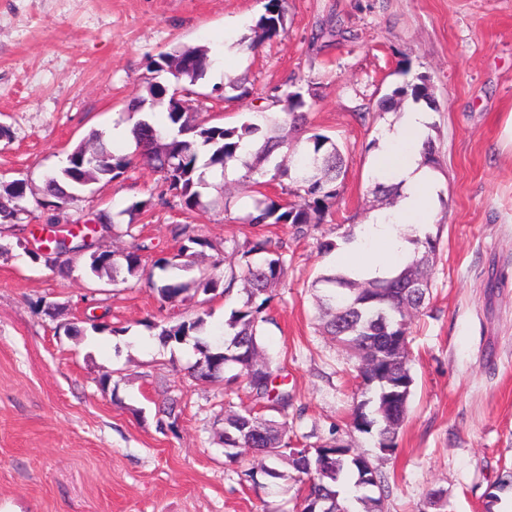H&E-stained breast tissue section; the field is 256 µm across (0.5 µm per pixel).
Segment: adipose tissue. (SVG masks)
Returning a JSON list of instances; mask_svg holds the SVG:
<instances>
[{
	"label": "adipose tissue",
	"mask_w": 512,
	"mask_h": 512,
	"mask_svg": "<svg viewBox=\"0 0 512 512\" xmlns=\"http://www.w3.org/2000/svg\"><path fill=\"white\" fill-rule=\"evenodd\" d=\"M427 114L412 103L399 124L378 141L376 166L388 171L403 190L396 205L372 215L336 256L338 265L362 276L382 277L408 260L413 239L423 237L436 211L432 168L422 154Z\"/></svg>",
	"instance_id": "obj_1"
}]
</instances>
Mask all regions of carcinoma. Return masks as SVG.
<instances>
[{
	"instance_id": "1",
	"label": "carcinoma",
	"mask_w": 512,
	"mask_h": 512,
	"mask_svg": "<svg viewBox=\"0 0 512 512\" xmlns=\"http://www.w3.org/2000/svg\"><path fill=\"white\" fill-rule=\"evenodd\" d=\"M284 0H267L265 12L257 22L259 34L240 40L243 50L252 52L264 39H272L284 31ZM212 60L205 49L176 50L160 55L154 62L155 70L169 71L176 79H187L195 84L210 68ZM249 95L244 82L227 78L224 99L239 100ZM412 97L436 109L428 77L420 75L392 91L390 98L400 100ZM286 102L284 115L256 113L261 122H245L238 127L205 126L198 113L187 107L166 109V121L142 120L132 129L137 157L159 174L161 191L159 201L175 202L187 210L201 206V177L197 174L198 146L210 147L208 165L224 172H240L239 179L254 185L265 179L289 180L285 190L299 198L297 202L282 204L270 197L257 199L254 212L244 221L249 224H290L295 235L304 234L306 227L321 224L331 207L341 199L343 156L339 146L329 137L314 134L305 139V146L295 152L293 166L285 167L274 161L278 149L288 146L279 128L288 126L300 132L307 122L306 113L299 111L305 105L303 94L296 90L284 92L276 101ZM98 147L90 152L83 145L72 151L73 161L60 172L44 179L41 197L35 200L46 211H60L76 197V190L92 182L122 176L134 160L114 153L102 136L92 133ZM244 141H258L260 145L245 153L240 152ZM28 182L16 179L8 184L0 196V227L16 226L20 215L28 212ZM83 226L71 242L47 238L42 244L51 248V255L28 253L34 262L53 268H72L76 256L86 258V268L93 277L112 284H128L146 280L157 291L163 302L180 300L197 307L195 313L177 321L148 327L158 330L161 343H182L189 338L196 341L199 361L189 375L193 378L221 380L226 370L233 369L232 379L242 380L255 404L274 410L283 421L264 419L254 408L228 410L224 413L222 440L225 456L237 461L239 448H251L265 460L260 467H251L245 476L257 486L263 482L293 481L306 490L304 512H381V497L372 495L373 489L385 492V476L361 453L334 441L310 447L309 454H293L295 447L288 436V418L297 419L304 408L295 404L293 394L277 383L280 362L275 356L260 357L259 348L263 325L271 322L267 314L273 291L281 283L288 266L289 247L284 240L255 238L239 240L236 236L214 242L200 233L196 224H172L169 232L179 244L177 253L161 257L154 267L166 273L171 268L195 270L197 274L187 281L176 282L167 277L154 280V273L142 266V252L149 245L141 241L128 224L125 235L134 240L132 246L116 254L96 246L89 249L85 237L96 235L87 223L77 219L70 226ZM416 259L389 277L365 280L363 289L343 271L323 274L316 283L323 286V306L330 316L323 330L358 356L366 364L359 372L365 386L366 398L357 407L353 427L361 433L376 432L378 448L391 451L397 447V437L405 420L407 405L413 393L415 379L409 366L410 327L405 311H418L429 299L431 286L424 282L421 288H408L412 279L419 277L417 258L436 251V240L428 236L416 241ZM215 252V259L206 268L196 266L195 257L202 250ZM241 255L245 268L225 266L226 256ZM236 298L238 307L224 320V330L209 333V316L204 305L217 294ZM288 463L291 470H282L279 464ZM512 490V471L498 478L486 494L485 512H494L501 502V494Z\"/></svg>"
}]
</instances>
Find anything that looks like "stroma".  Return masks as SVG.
Returning a JSON list of instances; mask_svg holds the SVG:
<instances>
[{
    "instance_id": "stroma-1",
    "label": "stroma",
    "mask_w": 512,
    "mask_h": 512,
    "mask_svg": "<svg viewBox=\"0 0 512 512\" xmlns=\"http://www.w3.org/2000/svg\"><path fill=\"white\" fill-rule=\"evenodd\" d=\"M266 0H0V186L47 172L89 134L152 119L129 111L148 83L174 89L153 69L159 55L204 47L216 59L186 101L211 124L235 126L270 94L295 82L310 131L337 142L345 159L342 199L323 224L294 239L288 224H248L254 187L235 173L205 171L201 209L134 203L158 195V176L137 163L119 179L79 191L60 221L116 214L151 248L145 266L176 253L173 224L203 235L288 241L291 260L261 344L280 360V382L305 409L295 422L309 444L337 438L387 479L382 512H423L444 490L448 512H484V494L512 465V0H286L285 31L242 51ZM340 36L319 37L320 27ZM428 76L438 108L428 133L440 164L426 306L411 315L415 386L393 454L358 432L363 399L357 359L320 328L315 278L335 267L319 244L349 241L382 205L372 170L382 129L401 111L388 94ZM242 77L250 91L224 101L215 89ZM0 234V512H299L303 488L253 486L242 472L258 458L224 455V391L249 405L243 383L192 380L193 343L161 345L150 322L173 321L171 305L139 285L92 292L83 264L70 275L32 262L23 242L48 234V214ZM125 327L94 333L91 319ZM68 323L81 336L64 332ZM109 387H101L102 377ZM182 397L175 429L161 426L163 390Z\"/></svg>"
}]
</instances>
